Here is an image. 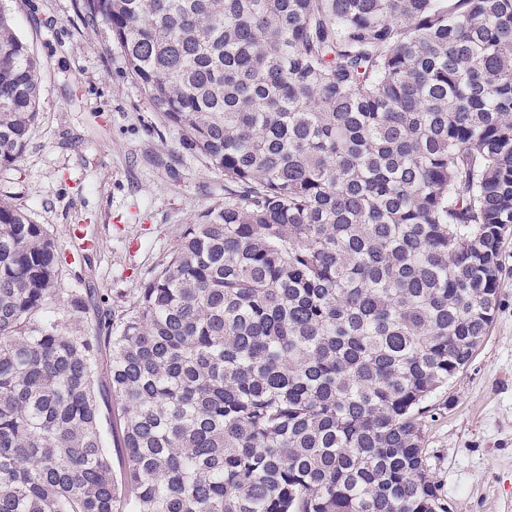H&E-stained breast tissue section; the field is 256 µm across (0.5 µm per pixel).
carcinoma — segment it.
Returning a JSON list of instances; mask_svg holds the SVG:
<instances>
[{"label": "carcinoma", "mask_w": 512, "mask_h": 512, "mask_svg": "<svg viewBox=\"0 0 512 512\" xmlns=\"http://www.w3.org/2000/svg\"><path fill=\"white\" fill-rule=\"evenodd\" d=\"M79 7L224 203L81 333L88 292L0 195V512H448L421 420L499 305L512 0ZM39 69L0 11V171ZM96 389H97L98 401L100 402V404L102 406V414H103L102 424H103V428L105 431L106 446L112 455L113 467H114L115 471L118 473L122 469L124 462L119 457V455L116 454L114 451V448L112 445V438L107 431V424L105 421V416H107V410L105 409L104 405L106 404L107 400H109V398H110V385H109L107 373L105 371V365H104V369L100 367L99 372L97 374Z\"/></svg>", "instance_id": "carcinoma-1"}]
</instances>
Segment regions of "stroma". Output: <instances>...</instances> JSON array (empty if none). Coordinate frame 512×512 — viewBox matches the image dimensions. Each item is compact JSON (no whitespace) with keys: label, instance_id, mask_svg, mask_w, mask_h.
<instances>
[{"label":"stroma","instance_id":"1","mask_svg":"<svg viewBox=\"0 0 512 512\" xmlns=\"http://www.w3.org/2000/svg\"><path fill=\"white\" fill-rule=\"evenodd\" d=\"M34 49L40 116L8 195L64 252L57 286L90 289L82 331L125 309L197 214L224 199V175L186 153L78 0H0ZM499 308L470 364L438 391L424 446L448 512H512V233Z\"/></svg>","mask_w":512,"mask_h":512}]
</instances>
